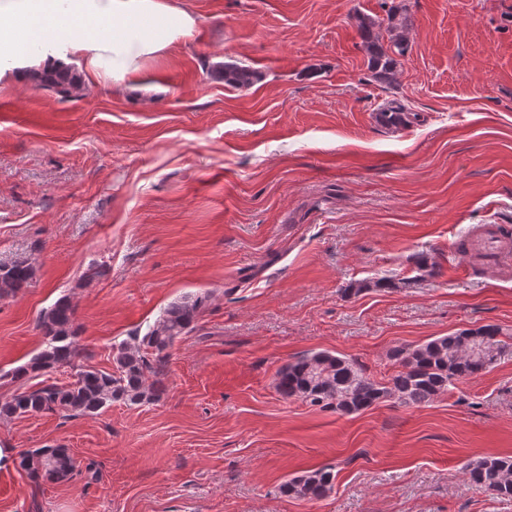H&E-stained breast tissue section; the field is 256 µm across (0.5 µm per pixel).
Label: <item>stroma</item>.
Listing matches in <instances>:
<instances>
[{
    "instance_id": "stroma-1",
    "label": "stroma",
    "mask_w": 512,
    "mask_h": 512,
    "mask_svg": "<svg viewBox=\"0 0 512 512\" xmlns=\"http://www.w3.org/2000/svg\"><path fill=\"white\" fill-rule=\"evenodd\" d=\"M190 6L195 30L147 64L141 91L0 87V263L36 269L0 298V402L72 382L11 377L59 298L109 371L171 303L210 295L160 401L0 419V448L61 446L82 469L35 483L0 467V512H512L464 474L512 457V266L453 247L484 224L512 232V0ZM359 13L404 25L395 81L374 76ZM222 60L261 77L229 87ZM387 101L411 123L381 124ZM485 325L507 337L494 363L424 405L343 415L276 389L311 352L384 381L395 348ZM325 466L326 497L284 493Z\"/></svg>"
}]
</instances>
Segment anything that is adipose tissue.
Listing matches in <instances>:
<instances>
[{"label":"adipose tissue","instance_id":"1","mask_svg":"<svg viewBox=\"0 0 512 512\" xmlns=\"http://www.w3.org/2000/svg\"><path fill=\"white\" fill-rule=\"evenodd\" d=\"M197 22L187 0H0V76L74 70L82 89L125 90Z\"/></svg>","mask_w":512,"mask_h":512}]
</instances>
